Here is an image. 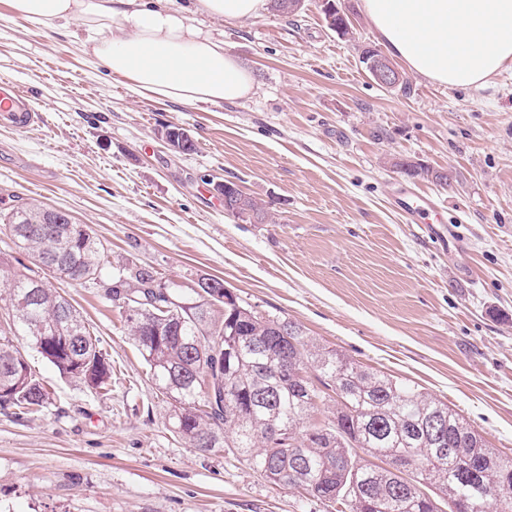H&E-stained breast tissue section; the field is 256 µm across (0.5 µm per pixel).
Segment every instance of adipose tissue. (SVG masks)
<instances>
[{
    "mask_svg": "<svg viewBox=\"0 0 512 512\" xmlns=\"http://www.w3.org/2000/svg\"><path fill=\"white\" fill-rule=\"evenodd\" d=\"M33 25L72 30L84 52L136 94L185 105L247 97L251 73L195 16L245 23L269 0H193L192 14L146 0H9ZM408 70L448 86L485 84L512 66V0H362Z\"/></svg>",
    "mask_w": 512,
    "mask_h": 512,
    "instance_id": "obj_1",
    "label": "adipose tissue"
}]
</instances>
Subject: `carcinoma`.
<instances>
[{"label": "carcinoma", "instance_id": "obj_1", "mask_svg": "<svg viewBox=\"0 0 512 512\" xmlns=\"http://www.w3.org/2000/svg\"><path fill=\"white\" fill-rule=\"evenodd\" d=\"M394 167L410 178L431 175L418 162ZM45 218L37 203L0 213V237L38 267L17 268L14 256L1 253L0 301L15 332L61 374L98 394L111 386L107 353L47 277L98 281L112 302L146 299L139 312L125 314V327L157 390L175 402L172 427L191 447L237 455L271 483L334 503L336 512H440L433 489L448 512H512V457L489 447L447 404L315 345L295 322L260 316L237 298L224 301L219 278H201L202 293L190 304L176 301L171 286L146 267L104 280L108 255L93 230L60 210L50 223ZM219 305L220 322L214 319ZM149 320L161 327L162 341H148ZM279 326L291 331L288 349L255 346ZM42 336L58 340L44 346ZM285 358L303 373L317 372L318 382L283 380L278 364ZM50 400L24 353L1 331L0 407L21 418ZM327 400L336 402L333 417L310 422ZM273 428L287 430L288 442H274Z\"/></svg>", "mask_w": 512, "mask_h": 512}]
</instances>
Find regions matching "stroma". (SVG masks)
I'll return each mask as SVG.
<instances>
[{
    "label": "stroma",
    "instance_id": "35a3bbf8",
    "mask_svg": "<svg viewBox=\"0 0 512 512\" xmlns=\"http://www.w3.org/2000/svg\"><path fill=\"white\" fill-rule=\"evenodd\" d=\"M354 35L327 28L319 0L243 24L207 21L248 68L254 90L216 107L129 90L68 35L0 0V79L45 120L0 117V211L41 203L91 227L119 271L152 268L184 302L217 277L259 315L415 384L512 455V68L480 88L409 75L377 83L360 59L379 46L361 0H337ZM167 124L196 149L173 152ZM401 158L447 173L411 179ZM230 180L269 207L251 224L224 212ZM406 185L443 206L463 250L394 202ZM109 355L112 389L60 375L24 336L51 392L43 412L0 411V512H334L271 484L239 457L171 431V406L93 281L51 280ZM173 128L178 129V126L176 124H170V127L167 125L163 126L161 129H158L157 135L173 152L186 153L184 151L185 148L191 143L195 145L192 135L189 133V130L184 127L180 126L179 128H182L180 130Z\"/></svg>",
    "mask_w": 512,
    "mask_h": 512
}]
</instances>
